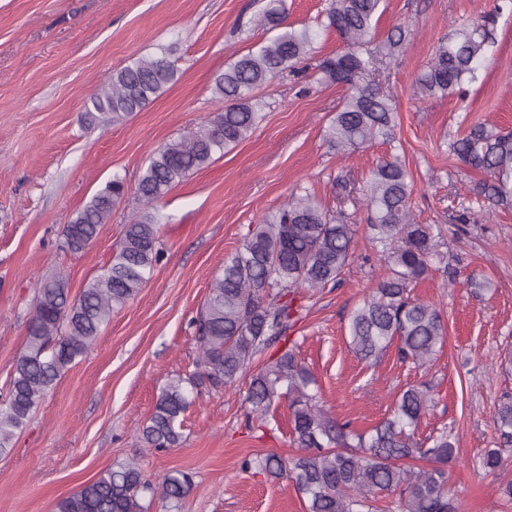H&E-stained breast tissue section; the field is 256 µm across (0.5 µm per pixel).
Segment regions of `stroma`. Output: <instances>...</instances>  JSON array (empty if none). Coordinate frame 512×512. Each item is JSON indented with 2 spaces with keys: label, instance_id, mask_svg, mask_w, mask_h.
I'll use <instances>...</instances> for the list:
<instances>
[{
  "label": "stroma",
  "instance_id": "1",
  "mask_svg": "<svg viewBox=\"0 0 512 512\" xmlns=\"http://www.w3.org/2000/svg\"><path fill=\"white\" fill-rule=\"evenodd\" d=\"M265 0H0V391L25 344L35 287L56 273L72 294L108 265L120 227L138 211L126 195L84 252L63 246V229L113 176L134 186L151 152L198 130L217 111L211 85L225 64L261 40ZM373 35L394 27L406 40L372 77L397 108V148L339 151L326 140L347 93L321 82L320 59L343 50L323 34L301 64L304 77L282 74L256 95L264 120L244 142L174 187L158 204L163 257L139 296L112 315L96 344L66 371L8 452L0 454V512H53L57 501L97 474L143 454L155 476L181 470L193 490L181 512H305L292 483L246 471L243 459L288 457L291 413L280 402L265 423H247V381L202 390L186 414L180 447L147 452L137 431L162 388L192 371L198 356L194 319L215 274L239 247L247 225L287 203L297 187L335 206L332 181L363 187L379 160L399 155L413 181L412 215L438 225L442 269L415 295L440 304L443 348L423 368L389 348L377 364L348 347V317L384 270L358 237L356 261L341 284L307 293L289 336L335 418L364 431L391 412L411 386L432 403L417 435L441 428L458 438L448 487L462 512H512L496 489L512 480V462L488 474L479 460L493 447V415L512 393V207L483 205L459 223L453 196L486 181L449 151L476 123L512 128V7L504 0H385ZM498 11L496 41L477 82L463 95H413L418 75L442 37L459 23ZM171 48L176 82L141 112L113 122L85 116L90 96L134 57Z\"/></svg>",
  "mask_w": 512,
  "mask_h": 512
}]
</instances>
